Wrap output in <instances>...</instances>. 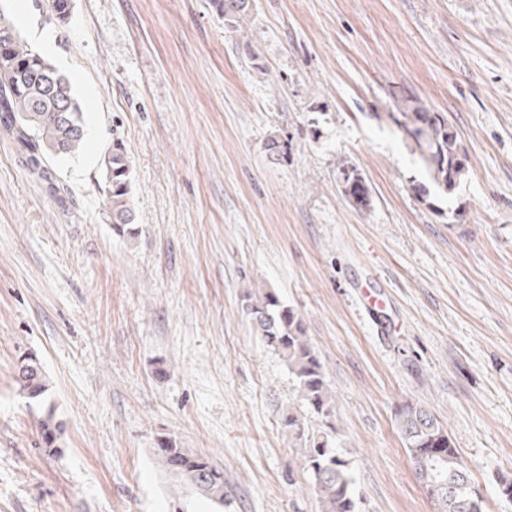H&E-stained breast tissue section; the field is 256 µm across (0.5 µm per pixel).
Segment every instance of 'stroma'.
I'll use <instances>...</instances> for the list:
<instances>
[{"mask_svg": "<svg viewBox=\"0 0 512 512\" xmlns=\"http://www.w3.org/2000/svg\"><path fill=\"white\" fill-rule=\"evenodd\" d=\"M6 0L72 84L87 146L50 194L0 136V512H320L281 415L285 361L248 289L299 312L324 367L359 512H433L395 413L448 427L484 512H512V0ZM443 116L467 156L441 189L400 122ZM280 143L278 156L265 144ZM122 140L136 238L103 204ZM371 191L359 209L338 173ZM389 303L366 314L362 287ZM36 357L65 431L15 382ZM224 470V506L167 472L158 440ZM211 2L217 14L231 26L240 23L250 13L249 0H211ZM359 172L350 166L343 167L339 171V183L345 197L361 208L368 207L370 203V191L365 181L359 176Z\"/></svg>", "mask_w": 512, "mask_h": 512, "instance_id": "1", "label": "stroma"}]
</instances>
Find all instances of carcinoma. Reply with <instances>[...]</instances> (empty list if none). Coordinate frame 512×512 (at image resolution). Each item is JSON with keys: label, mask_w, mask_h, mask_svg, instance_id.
Here are the masks:
<instances>
[{"label": "carcinoma", "mask_w": 512, "mask_h": 512, "mask_svg": "<svg viewBox=\"0 0 512 512\" xmlns=\"http://www.w3.org/2000/svg\"><path fill=\"white\" fill-rule=\"evenodd\" d=\"M51 16L66 22L72 0H48ZM225 22H241L250 13V0H211ZM401 123L413 140L422 162L433 179L449 189L465 173L460 144L439 115H430L415 100L404 103ZM0 134L12 139L26 159L29 171L48 189L61 191L52 173V162L72 157L86 145L83 112L69 80L45 57L32 50L20 37L0 8ZM105 175L103 205L112 218V231L134 237L135 212L131 199L130 161L124 144L112 141L102 158ZM342 193L362 208L370 203V191L359 172L350 166L339 170ZM244 312L253 333L262 344L279 353L296 382L299 400L309 413L327 418L335 398L323 365L305 336L298 311L267 290L260 296L244 293ZM32 369L16 375L27 398L44 407L40 429L46 447L63 433L54 406L46 405L49 391L45 372L36 360ZM397 429L410 465L425 451V469L414 474L434 504V512H483L482 498L471 473L461 461L445 424L423 407L406 403L396 414ZM281 425L288 437L305 450L307 470L322 503V512H358L356 479L348 460L339 451L336 436L313 430L307 416L290 408ZM156 453L163 466L209 501L224 506V470L208 458L170 440H160Z\"/></svg>", "instance_id": "carcinoma-1"}]
</instances>
